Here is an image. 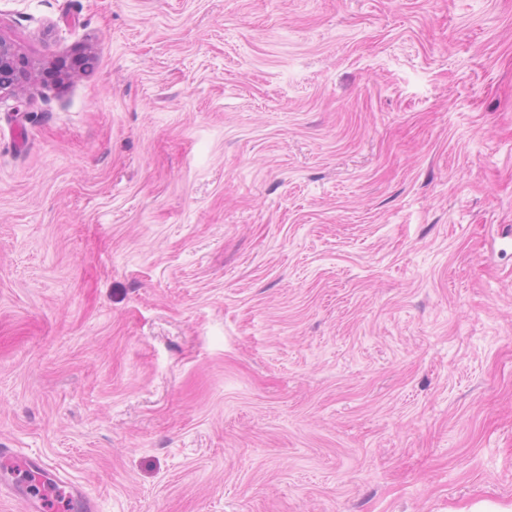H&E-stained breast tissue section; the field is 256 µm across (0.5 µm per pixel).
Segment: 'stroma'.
<instances>
[{"instance_id":"stroma-1","label":"stroma","mask_w":512,"mask_h":512,"mask_svg":"<svg viewBox=\"0 0 512 512\" xmlns=\"http://www.w3.org/2000/svg\"><path fill=\"white\" fill-rule=\"evenodd\" d=\"M0 448L100 512L512 508V0H0ZM23 66V62L17 58L12 48L0 42V86L12 81L11 85L2 87V89L16 84L18 74L23 73Z\"/></svg>"}]
</instances>
